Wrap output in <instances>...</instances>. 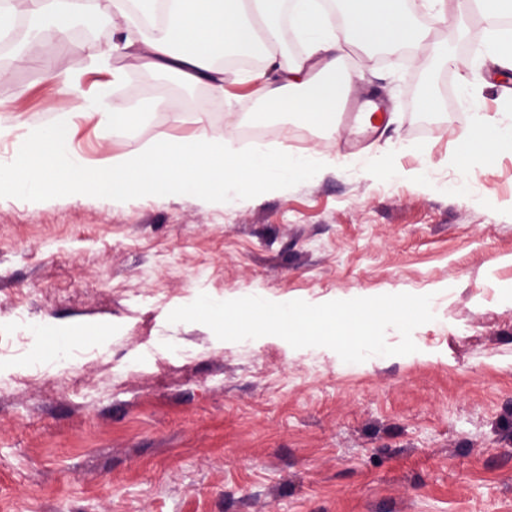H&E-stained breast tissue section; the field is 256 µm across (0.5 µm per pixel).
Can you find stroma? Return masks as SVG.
Returning <instances> with one entry per match:
<instances>
[{
    "label": "stroma",
    "mask_w": 512,
    "mask_h": 512,
    "mask_svg": "<svg viewBox=\"0 0 512 512\" xmlns=\"http://www.w3.org/2000/svg\"><path fill=\"white\" fill-rule=\"evenodd\" d=\"M417 12L455 37L471 75H441V109L417 112L428 48L394 58L350 40L338 61L347 98L383 97L376 130L337 123L324 136L268 111L226 73L224 93L184 85L131 57L123 72L89 56L123 37L75 17L58 39L0 34V103L21 121L72 114L71 142L92 162L157 131L176 138L260 126L256 147L335 157L334 170L225 209L186 198L121 205L89 197L34 208L0 200V512H512V157L477 172L471 194L453 156L473 112L512 115V77L483 56L481 15L447 0ZM82 65L62 89L56 73ZM469 80L464 105L452 90ZM142 118L136 139L103 141L85 104L101 87ZM214 108L202 123L201 100ZM424 145L417 154L415 145ZM389 156L402 175L370 173ZM430 166V184L407 177ZM437 285L438 317L412 338L429 360L346 363L323 347L219 340L200 323H169L199 294L226 301L259 291L318 302L366 292L420 295ZM113 325L103 361L75 337L67 365L33 362L30 327L43 320Z\"/></svg>",
    "instance_id": "stroma-1"
}]
</instances>
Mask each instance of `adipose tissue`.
<instances>
[{
  "label": "adipose tissue",
  "instance_id": "ef3b65f1",
  "mask_svg": "<svg viewBox=\"0 0 512 512\" xmlns=\"http://www.w3.org/2000/svg\"><path fill=\"white\" fill-rule=\"evenodd\" d=\"M347 17V31L366 47L387 45L432 49L439 65L462 67L451 41H438L432 27L418 22L411 0H339ZM486 23V51L502 74L512 73V0H472ZM113 13L123 15L128 34L120 43L96 46L93 58L108 65L124 53L186 82L224 93L229 61L246 53H264L261 71H238L236 78L254 84L258 96L273 108L293 113L304 123L323 131L333 130L335 113L351 83L350 75L336 72V52L342 49L327 14L326 0H112ZM29 14L49 13L54 23L43 29L54 39L76 13L95 14L108 25L113 13L99 9V0H30ZM300 44L292 65H282L275 52L285 35ZM94 104L100 114L103 138L122 135L140 119L139 114L110 101L99 91ZM512 156V122H489L479 115L461 135L454 154L465 179L495 157Z\"/></svg>",
  "mask_w": 512,
  "mask_h": 512
}]
</instances>
